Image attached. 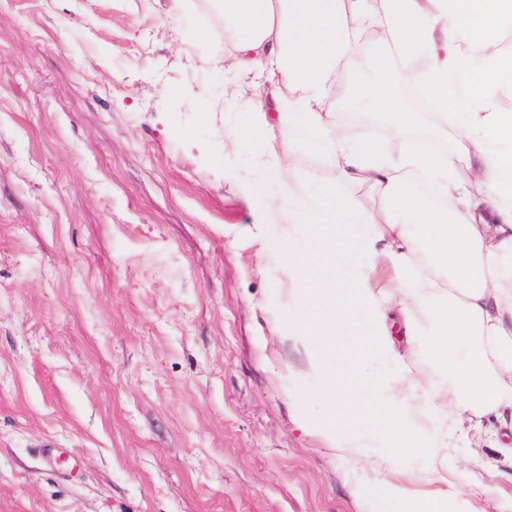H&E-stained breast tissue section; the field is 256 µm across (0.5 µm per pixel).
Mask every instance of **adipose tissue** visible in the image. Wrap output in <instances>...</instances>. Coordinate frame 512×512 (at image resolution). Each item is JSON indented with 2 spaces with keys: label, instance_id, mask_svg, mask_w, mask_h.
Returning a JSON list of instances; mask_svg holds the SVG:
<instances>
[{
  "label": "adipose tissue",
  "instance_id": "1",
  "mask_svg": "<svg viewBox=\"0 0 512 512\" xmlns=\"http://www.w3.org/2000/svg\"><path fill=\"white\" fill-rule=\"evenodd\" d=\"M235 42L229 66L248 106L250 132L279 143L263 153L280 174L299 149L320 153L336 180L284 184L288 203L289 296L298 307V342L322 377L318 395L328 448L354 454L369 426L361 361L366 349L399 352L390 322L422 339L445 379L401 369L391 393L386 460L392 512H448L442 490L415 497L404 459L434 453L409 415L447 419V435L467 444L492 411L512 413V0H217ZM380 28L387 40L364 41ZM426 66L419 84L432 103L424 113L393 90L389 52ZM373 61L375 75L357 70ZM374 105L401 148L372 133L349 136L331 101ZM459 129L451 150L409 146L425 123ZM420 178L454 211L409 189ZM379 198L367 209L355 189ZM386 266L391 276L378 283ZM353 287H346V279Z\"/></svg>",
  "mask_w": 512,
  "mask_h": 512
}]
</instances>
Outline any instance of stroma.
Listing matches in <instances>:
<instances>
[{
  "label": "stroma",
  "mask_w": 512,
  "mask_h": 512,
  "mask_svg": "<svg viewBox=\"0 0 512 512\" xmlns=\"http://www.w3.org/2000/svg\"><path fill=\"white\" fill-rule=\"evenodd\" d=\"M234 52L211 0H0V512H387L385 406L360 464L326 448L294 341L281 184L336 173L225 146ZM503 437L408 458L415 491L512 512Z\"/></svg>",
  "instance_id": "obj_1"
}]
</instances>
